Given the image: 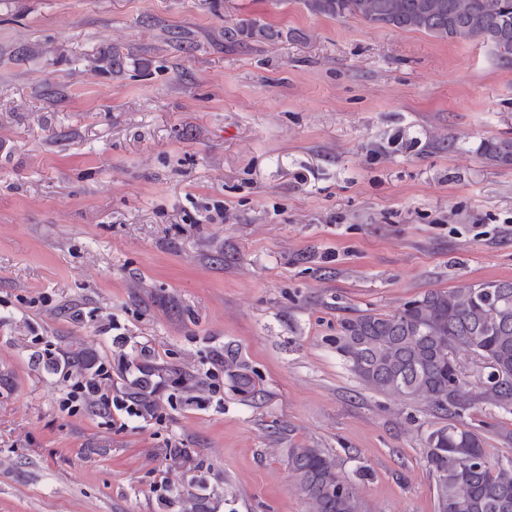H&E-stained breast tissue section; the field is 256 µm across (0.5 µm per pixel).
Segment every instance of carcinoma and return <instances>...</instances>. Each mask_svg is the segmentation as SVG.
I'll use <instances>...</instances> for the list:
<instances>
[{"label":"carcinoma","mask_w":512,"mask_h":512,"mask_svg":"<svg viewBox=\"0 0 512 512\" xmlns=\"http://www.w3.org/2000/svg\"><path fill=\"white\" fill-rule=\"evenodd\" d=\"M307 11L455 42L479 41L512 62V0H301ZM290 37L255 19L224 26L232 47L245 38ZM482 156L512 165V137L488 139ZM336 352L363 386L427 403L443 425L426 436L437 512H512V459L493 462L483 436L459 421L476 404L512 410V279L429 290L389 313L365 311L340 320ZM481 362L478 383L463 376L461 356ZM82 376L86 364L61 350L55 363ZM125 395L152 410L155 392L144 376ZM288 473L309 512H363L353 480L320 448L288 449Z\"/></svg>","instance_id":"carcinoma-1"}]
</instances>
